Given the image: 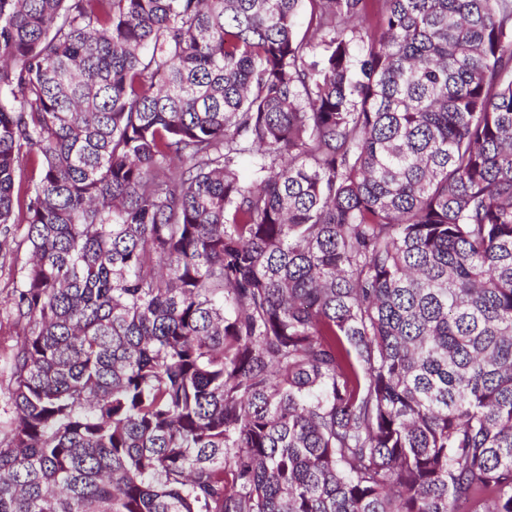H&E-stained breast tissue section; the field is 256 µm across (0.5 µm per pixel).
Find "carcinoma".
Returning a JSON list of instances; mask_svg holds the SVG:
<instances>
[{
  "label": "carcinoma",
  "instance_id": "1",
  "mask_svg": "<svg viewBox=\"0 0 512 512\" xmlns=\"http://www.w3.org/2000/svg\"><path fill=\"white\" fill-rule=\"evenodd\" d=\"M22 248L0 512H512V0H0Z\"/></svg>",
  "mask_w": 512,
  "mask_h": 512
}]
</instances>
